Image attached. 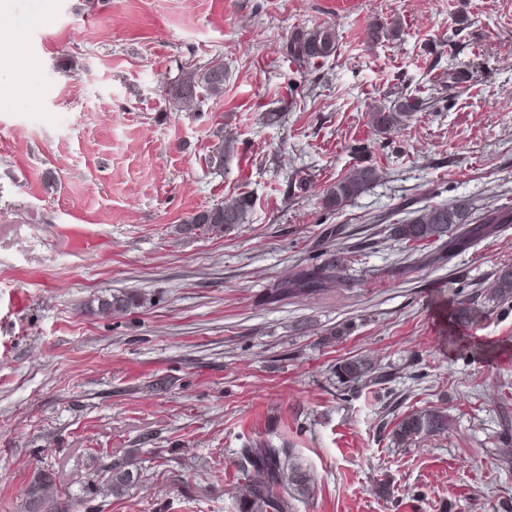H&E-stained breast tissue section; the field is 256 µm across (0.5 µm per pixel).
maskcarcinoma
Segmentation results:
<instances>
[{
  "instance_id": "obj_1",
  "label": "carcinoma",
  "mask_w": 512,
  "mask_h": 512,
  "mask_svg": "<svg viewBox=\"0 0 512 512\" xmlns=\"http://www.w3.org/2000/svg\"><path fill=\"white\" fill-rule=\"evenodd\" d=\"M399 32L397 21L386 25L374 23L368 28V40L372 43L386 42L395 39ZM336 49V28L330 24L297 30L285 44L288 56L298 64L327 59L336 53ZM225 78L224 62L212 59L170 84L166 89L168 102L179 111L187 101L219 97L224 94ZM425 109V99L401 93L388 103L371 108L368 124L376 134H385L406 125L416 113ZM382 177L383 170L379 166L361 161L324 191L322 204L328 210L340 212ZM252 209V197L239 193L220 204L186 216L179 224V231L185 235H194L198 231L221 235L248 223ZM502 224H512L511 205L487 210L476 217L470 203L458 200L423 206L413 211V217L393 224L390 232L396 241L408 247L437 244L448 249L451 255L479 239L498 233ZM345 279V265L337 258L336 250L327 248L318 254L315 262L296 266L285 279L266 291L261 302L273 305L286 297L319 295L334 287L336 281ZM481 295L492 309L512 303V266L500 269ZM144 303V296L137 291H117L97 298L93 313L106 318L126 315L143 307ZM333 374L344 388L375 385L383 378L375 365L363 357L337 361ZM450 425L446 410L429 407L395 418L391 434L398 444L409 447L423 438L448 433ZM496 454L502 465L512 466V429L507 424L503 425L501 445ZM238 467L242 474L239 512H288L285 494L295 498L308 497L312 492L310 471L286 444L276 445L270 440L251 441L239 450ZM135 479L134 471L126 463L115 462L108 469L105 483L92 478L86 489L95 494L103 491L120 496ZM50 489L49 474H40L28 491L26 512H69L67 506L54 499Z\"/></svg>"
}]
</instances>
